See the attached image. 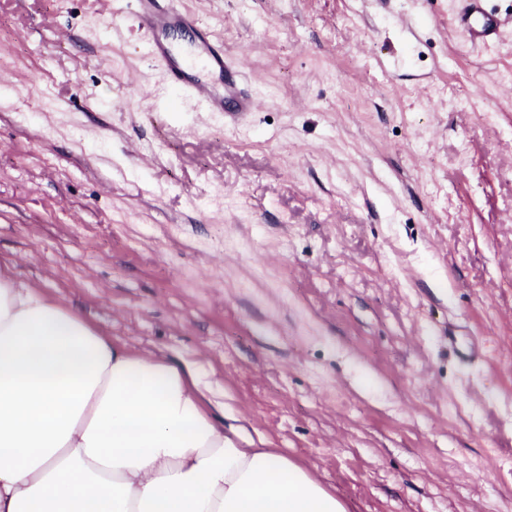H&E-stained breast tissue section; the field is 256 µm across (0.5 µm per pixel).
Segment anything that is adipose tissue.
I'll return each mask as SVG.
<instances>
[{"label":"adipose tissue","mask_w":512,"mask_h":512,"mask_svg":"<svg viewBox=\"0 0 512 512\" xmlns=\"http://www.w3.org/2000/svg\"><path fill=\"white\" fill-rule=\"evenodd\" d=\"M212 395L0 271V512H346Z\"/></svg>","instance_id":"obj_1"}]
</instances>
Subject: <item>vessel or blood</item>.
Returning <instances> with one entry per match:
<instances>
[{"instance_id":"b4317fda","label":"vessel or blood","mask_w":512,"mask_h":512,"mask_svg":"<svg viewBox=\"0 0 512 512\" xmlns=\"http://www.w3.org/2000/svg\"><path fill=\"white\" fill-rule=\"evenodd\" d=\"M454 25L465 44L490 45L498 35L500 20L492 0H465ZM127 9L146 33L145 53L163 72L167 91L182 100L238 117L260 109L258 98L240 85L239 65L225 58L220 39L199 17L176 0H125ZM182 28L195 34L193 50L176 51L166 40L168 31Z\"/></svg>"}]
</instances>
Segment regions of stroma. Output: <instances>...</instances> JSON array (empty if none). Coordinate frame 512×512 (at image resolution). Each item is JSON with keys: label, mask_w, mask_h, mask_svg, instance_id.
<instances>
[{"label": "stroma", "mask_w": 512, "mask_h": 512, "mask_svg": "<svg viewBox=\"0 0 512 512\" xmlns=\"http://www.w3.org/2000/svg\"><path fill=\"white\" fill-rule=\"evenodd\" d=\"M261 102L163 96L112 0H0V269L347 512H512V13L182 0ZM466 5L454 25L466 45H486L498 36L500 20L492 0H464Z\"/></svg>", "instance_id": "stroma-1"}]
</instances>
